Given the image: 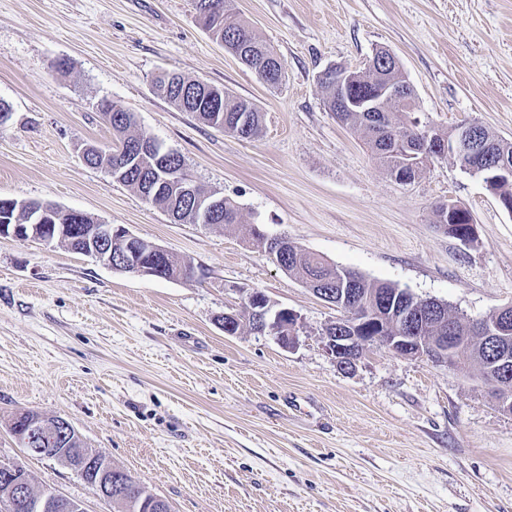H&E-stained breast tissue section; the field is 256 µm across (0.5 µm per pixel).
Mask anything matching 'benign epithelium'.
Segmentation results:
<instances>
[{
    "label": "benign epithelium",
    "instance_id": "benign-epithelium-1",
    "mask_svg": "<svg viewBox=\"0 0 512 512\" xmlns=\"http://www.w3.org/2000/svg\"><path fill=\"white\" fill-rule=\"evenodd\" d=\"M321 78L330 79L336 88V111L338 112H377L378 101L388 98L400 105L415 100L405 84L392 82L377 87L372 96L355 98L350 94L352 70L338 66L324 71ZM476 124H465L456 128L455 138L450 145L436 148L438 154H449L462 160L461 167L473 174L474 168L465 163L477 152L474 136ZM55 207L41 203L30 206L31 220L28 224H1L0 237H11L17 240L38 241L48 246L61 245L72 241L74 230L81 231L84 244L83 253L98 262L111 267H119L124 271L138 276L156 277L162 270L158 261L166 257L168 250L162 246L131 234L121 224H51ZM326 303L339 299L345 304L353 300L351 290L340 294L328 289L314 290ZM247 303L261 307L258 312L259 329L263 333L270 331L285 348H292L297 342V329L300 318L297 313L282 308L272 311L265 306L263 294L251 292L246 295ZM341 315L336 318V333H325L322 344L326 353L333 358L341 370H352L364 350L370 346L384 349L394 355L414 360H428L435 364L446 365L451 369L458 367L456 353L466 348L468 337L458 335L450 328L446 336L424 335L425 325L418 322L419 316L409 311L399 312L393 316L390 328L380 333L372 332L368 323L376 321L369 306L362 307L355 315L349 309L338 308ZM512 314L505 307L494 316L475 323V327L483 336L486 355L493 361L490 371L482 376L483 382L491 389L500 408L512 414V354L509 353V337L504 335ZM15 438L21 447L35 453L53 443L57 438L72 437L77 434L73 425L65 418L38 414L27 422L15 420ZM54 460L62 462L80 473L86 469H94L98 494L106 499L112 498V461L99 454H87L72 457L65 448L52 455ZM12 482L8 485L7 497L22 503L25 512H86L80 501L66 498L52 489L34 496L29 492L30 478L19 467L9 468Z\"/></svg>",
    "mask_w": 512,
    "mask_h": 512
}]
</instances>
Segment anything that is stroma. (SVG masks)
I'll return each mask as SVG.
<instances>
[{"label": "stroma", "instance_id": "obj_1", "mask_svg": "<svg viewBox=\"0 0 512 512\" xmlns=\"http://www.w3.org/2000/svg\"><path fill=\"white\" fill-rule=\"evenodd\" d=\"M285 65L269 88L198 21L192 0H0V197L120 224L200 267L191 280L119 272L61 246L0 238V463L36 487L113 512L65 464L30 455L19 413L66 418L173 512H512V414L476 373L367 348L339 370L321 333L338 315L252 243L285 238L368 280L477 319L512 304V214L450 156L409 184L390 178L318 83L389 49L420 127L477 123L512 140V0H233ZM66 70H58V62ZM174 71L264 114L241 140L153 91ZM182 156L205 192L236 200L233 232L171 221L87 166L114 145L100 102ZM468 209L464 245L435 209ZM258 290L301 321L224 334Z\"/></svg>", "mask_w": 512, "mask_h": 512}]
</instances>
